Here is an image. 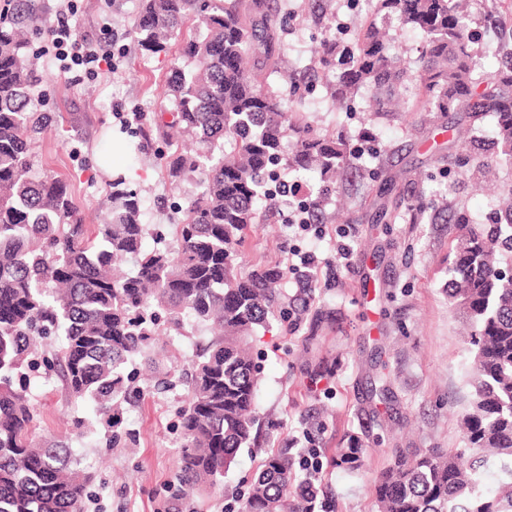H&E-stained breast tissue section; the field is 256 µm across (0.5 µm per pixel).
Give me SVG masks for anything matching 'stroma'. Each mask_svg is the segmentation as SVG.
I'll list each match as a JSON object with an SVG mask.
<instances>
[{"label": "stroma", "instance_id": "35a3bbf8", "mask_svg": "<svg viewBox=\"0 0 512 512\" xmlns=\"http://www.w3.org/2000/svg\"><path fill=\"white\" fill-rule=\"evenodd\" d=\"M38 2L44 25L67 14L78 35L114 50L116 57L113 65H101L92 75L81 68L66 72L47 36H34L33 46L40 52L36 109L60 118L34 150L35 169L66 179L85 223L94 224L112 206L111 178L97 162L100 152H107L113 168L137 190L143 223H173L171 202L184 200L194 185L169 186L156 144L144 143L138 151L129 147L135 115L150 118L160 111L161 88L174 62L170 54L141 56L130 34L140 0ZM280 5L300 22L282 36L287 51L278 73L270 77L276 87L310 65L323 33L349 39L373 12L372 0H333L327 16L316 23L309 0H281ZM312 84L303 107L318 129H343L355 137L371 130L380 153L367 158L368 166H382L385 175L405 188L427 174L426 186L439 199L463 202L473 222L484 221L491 196L458 177L439 174V158L453 148L456 114L436 117L425 127L405 112H348L329 98L322 80ZM365 200L364 186L350 178L327 201L328 214L343 208L350 214L345 227L352 255L348 265L321 270L323 284L315 291L314 305L327 309L330 317L319 349L310 348L304 326L293 331L282 323L256 339L262 354L257 412L261 423L272 426L269 439L241 449L219 487L181 493L177 412L185 391L178 384L160 389L137 379L142 396L119 411L126 441L109 448L100 435L71 443L80 467L91 477L86 512H224L225 504L235 501L257 474L269 447H285L289 435L302 429L311 432L325 461L317 484L332 498L334 512H376L372 478L390 465L394 449L461 447L463 324L443 291L453 227L396 224L386 234L367 224ZM294 205V199L279 198L272 223L248 237L243 269L286 262L298 243L287 221ZM209 336L205 327L190 323L185 333L171 329L157 337L173 376L182 374ZM322 359L331 368L314 389L308 368ZM382 375L389 385L383 394L370 386ZM33 391L40 407L39 433L46 439L65 435L71 418L93 413L90 401H70L58 380L36 378ZM352 437L369 452L367 469L356 474L328 463L332 449Z\"/></svg>", "mask_w": 512, "mask_h": 512}]
</instances>
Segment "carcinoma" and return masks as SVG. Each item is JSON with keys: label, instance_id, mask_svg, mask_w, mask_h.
<instances>
[{"label": "carcinoma", "instance_id": "obj_1", "mask_svg": "<svg viewBox=\"0 0 512 512\" xmlns=\"http://www.w3.org/2000/svg\"><path fill=\"white\" fill-rule=\"evenodd\" d=\"M271 0H140L133 33L141 54L174 51L164 112L148 135L167 149L161 164L177 187L199 192L180 206L172 243L144 248L140 198L122 174L112 176V209L100 224L82 222L68 182L37 175L31 162L40 135L57 116L34 108L36 57L26 29H40L36 0H7L0 11V512H83L88 477L70 446L36 435L40 409L30 373H54L74 400H91L114 413L110 444L121 441L115 412L138 397L127 368L151 337L184 320L209 327L211 337L181 377L182 445L179 479L187 490L214 488L243 448L260 437L256 415L259 366L251 352L260 329L277 319L275 288L288 266L255 264L241 270L249 234L272 218L259 206L277 169L319 170L334 189L351 172L369 193L382 172L354 163L352 139L321 131L304 115L309 89L293 79L266 86L284 54L280 33L296 17ZM463 0H376L374 14L344 42L326 33L311 65L333 102L353 109L362 89L373 113L404 111L426 121L460 115L447 172L493 185L498 169L512 168V32L502 38L505 61L492 73L476 70L469 38L472 17ZM399 15L422 36L405 57L385 40L379 19ZM415 92L403 98L407 85ZM495 122L490 146L476 133ZM379 224H452L448 303L468 322L460 415L463 447L406 455L374 480L377 512H512V189L496 196L487 223L475 224L464 206L438 207L419 185L403 192L384 183ZM302 207L324 220L321 194L307 192ZM135 260L131 276L114 266ZM366 449H335L332 464L355 473ZM496 476V487L485 476ZM288 451L271 449L242 498L241 512H311Z\"/></svg>", "mask_w": 512, "mask_h": 512}]
</instances>
